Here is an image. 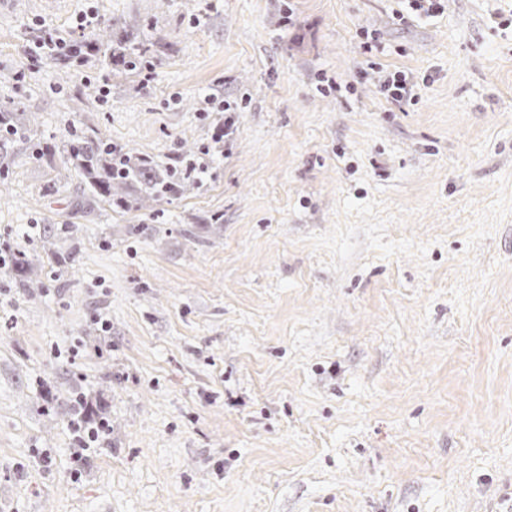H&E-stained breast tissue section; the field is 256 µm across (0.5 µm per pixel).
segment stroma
Segmentation results:
<instances>
[{
  "mask_svg": "<svg viewBox=\"0 0 512 512\" xmlns=\"http://www.w3.org/2000/svg\"><path fill=\"white\" fill-rule=\"evenodd\" d=\"M283 11L0 0V103L38 118L0 163L37 282L0 269V512H512V0ZM44 27L155 41L152 78L31 60ZM395 70L417 104L382 95ZM220 101L233 135L158 210H81L36 152L88 126L165 165ZM80 393L111 434L76 476Z\"/></svg>",
  "mask_w": 512,
  "mask_h": 512,
  "instance_id": "35a3bbf8",
  "label": "stroma"
}]
</instances>
